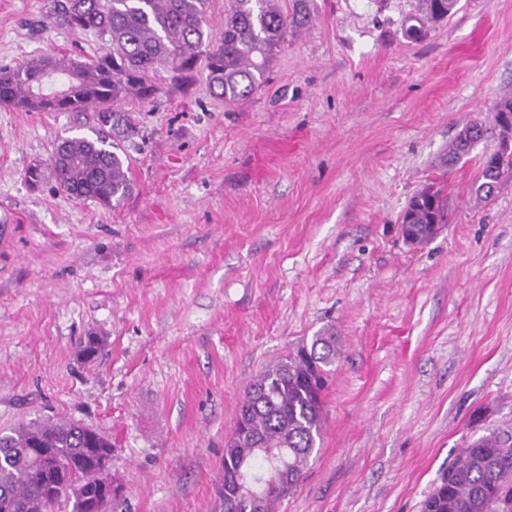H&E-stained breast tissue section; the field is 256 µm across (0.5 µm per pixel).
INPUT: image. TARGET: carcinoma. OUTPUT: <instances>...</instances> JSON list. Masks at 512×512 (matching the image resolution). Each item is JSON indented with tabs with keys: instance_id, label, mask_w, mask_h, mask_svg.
<instances>
[{
	"instance_id": "1",
	"label": "carcinoma",
	"mask_w": 512,
	"mask_h": 512,
	"mask_svg": "<svg viewBox=\"0 0 512 512\" xmlns=\"http://www.w3.org/2000/svg\"><path fill=\"white\" fill-rule=\"evenodd\" d=\"M209 0H57L52 17L75 32L96 31L105 49L91 59L43 52L0 67V106L23 112H92L91 137L60 139L50 158L58 188L75 200L105 206L131 191L129 158L122 143L138 135L134 116L119 106L160 91V70L184 85L205 74L214 94L232 103L249 96L265 79L288 29L309 19L308 0L293 12L279 0H231L224 32L215 43L205 29ZM457 0H419L418 23L405 34L422 38L427 25L448 17ZM492 124L472 120L448 144L445 165L470 154L477 143L495 145L481 156L476 196L489 199L512 179V98L494 108ZM447 204L432 186L415 193L403 213L401 233L412 245L430 241L445 223ZM336 358L332 337L317 336L269 366L250 385L224 449L222 470L259 488L263 477L280 478L279 492L265 497L261 512H273L281 493L298 484L313 454L322 422L325 366ZM261 448L244 452L248 445ZM112 445L96 431L67 420L0 431V512H105L112 501L105 481ZM423 502L422 512H501L512 501V435L490 434L469 442ZM215 512H254L235 487L218 491Z\"/></svg>"
}]
</instances>
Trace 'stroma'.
Masks as SVG:
<instances>
[{
  "mask_svg": "<svg viewBox=\"0 0 512 512\" xmlns=\"http://www.w3.org/2000/svg\"><path fill=\"white\" fill-rule=\"evenodd\" d=\"M52 4L0 0V66L102 47L47 25ZM309 6L247 98L162 73L154 99L123 101L140 134L115 207L47 169L91 113L0 106V204L18 219L0 251V429L103 434L108 512H213L249 385L324 333L321 437L276 512H421L468 441L512 428V180L476 197L488 141L442 163L512 96V0H458L419 41L417 0ZM428 184L447 222L411 245L401 216Z\"/></svg>",
  "mask_w": 512,
  "mask_h": 512,
  "instance_id": "stroma-1",
  "label": "stroma"
}]
</instances>
